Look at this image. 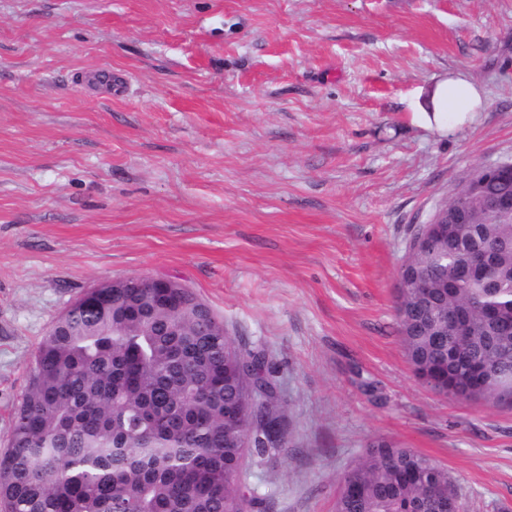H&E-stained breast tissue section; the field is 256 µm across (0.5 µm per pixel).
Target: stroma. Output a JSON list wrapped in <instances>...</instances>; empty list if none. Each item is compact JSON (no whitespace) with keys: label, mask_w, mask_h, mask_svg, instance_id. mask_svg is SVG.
<instances>
[{"label":"stroma","mask_w":512,"mask_h":512,"mask_svg":"<svg viewBox=\"0 0 512 512\" xmlns=\"http://www.w3.org/2000/svg\"><path fill=\"white\" fill-rule=\"evenodd\" d=\"M105 66L121 94L84 87ZM447 77L480 103L441 134ZM508 160L512 0H0V454L56 318L168 276L274 363L285 438L241 464L266 512H335L376 437L512 512V405L423 385L395 310L417 227Z\"/></svg>","instance_id":"obj_1"}]
</instances>
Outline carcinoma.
<instances>
[{"instance_id": "cac0c4a2", "label": "carcinoma", "mask_w": 512, "mask_h": 512, "mask_svg": "<svg viewBox=\"0 0 512 512\" xmlns=\"http://www.w3.org/2000/svg\"><path fill=\"white\" fill-rule=\"evenodd\" d=\"M512 198V178L481 184ZM512 241V213L472 205L469 223L412 255L426 297L397 289L401 340L416 376L439 394L512 401V249L486 277H466L470 252ZM88 289L53 323L29 367L0 456V512H264L246 495L240 463L283 438L276 384L261 352L172 289L126 288L107 302ZM461 310L466 335L439 336L431 314ZM336 512H459L448 471L395 441H369L340 482Z\"/></svg>"}]
</instances>
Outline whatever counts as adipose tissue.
<instances>
[{
	"label": "adipose tissue",
	"mask_w": 512,
	"mask_h": 512,
	"mask_svg": "<svg viewBox=\"0 0 512 512\" xmlns=\"http://www.w3.org/2000/svg\"><path fill=\"white\" fill-rule=\"evenodd\" d=\"M478 102V93L460 79L438 82L430 94L428 109L420 118L441 133L464 124Z\"/></svg>",
	"instance_id": "1"
}]
</instances>
